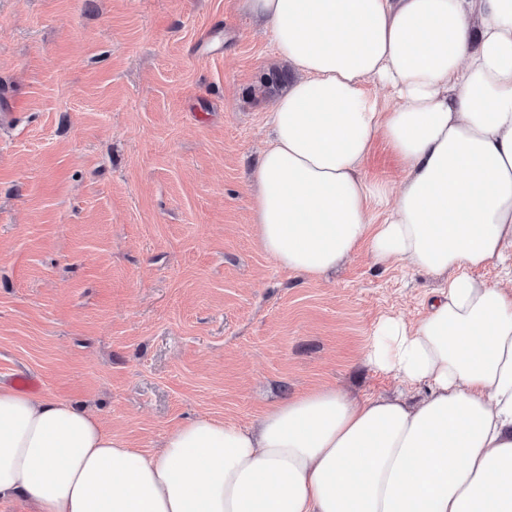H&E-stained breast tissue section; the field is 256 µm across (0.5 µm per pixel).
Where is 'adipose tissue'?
<instances>
[{"label":"adipose tissue","instance_id":"adipose-tissue-1","mask_svg":"<svg viewBox=\"0 0 512 512\" xmlns=\"http://www.w3.org/2000/svg\"><path fill=\"white\" fill-rule=\"evenodd\" d=\"M296 79L251 182L261 247L318 277L360 246L441 277L366 361L425 396L322 386L257 427L201 418L154 455L91 412L0 386V501L35 512H512V0H242ZM388 91L373 96L369 84ZM400 188L363 170L376 140Z\"/></svg>","mask_w":512,"mask_h":512}]
</instances>
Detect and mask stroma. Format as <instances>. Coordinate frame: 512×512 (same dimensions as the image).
I'll return each instance as SVG.
<instances>
[{
  "label": "stroma",
  "instance_id": "obj_1",
  "mask_svg": "<svg viewBox=\"0 0 512 512\" xmlns=\"http://www.w3.org/2000/svg\"><path fill=\"white\" fill-rule=\"evenodd\" d=\"M278 64L241 0H0V384L37 377L149 454L321 385L416 394L365 351L437 280L363 249L313 278L257 239Z\"/></svg>",
  "mask_w": 512,
  "mask_h": 512
}]
</instances>
